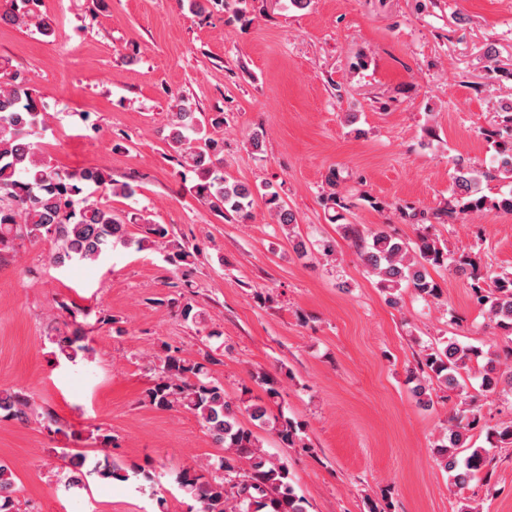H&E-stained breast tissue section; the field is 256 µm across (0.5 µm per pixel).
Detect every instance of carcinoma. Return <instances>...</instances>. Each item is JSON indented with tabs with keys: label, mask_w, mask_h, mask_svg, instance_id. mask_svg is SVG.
<instances>
[{
	"label": "carcinoma",
	"mask_w": 512,
	"mask_h": 512,
	"mask_svg": "<svg viewBox=\"0 0 512 512\" xmlns=\"http://www.w3.org/2000/svg\"><path fill=\"white\" fill-rule=\"evenodd\" d=\"M39 0H3L0 20L26 25L35 22L44 36L52 34L49 22L39 17ZM45 105L32 89L11 76L0 80V250L14 248L28 241L47 240L54 245L52 263L63 265L71 260L95 262L118 244L134 245L139 251L159 249L165 252L168 265L180 271L197 260L200 251L170 238L164 224L144 225V236H128L127 225L88 193L92 187L114 195L131 198L135 187L118 183L101 168H87L78 174L57 169L39 156L28 136L33 127L45 121ZM219 128L224 113L218 112L204 121L182 96H175L171 106L167 135L170 149L180 166L197 175L192 190L197 198L213 208H224L240 219L251 217L253 190L224 178L223 142L204 137L205 125ZM497 166L478 171L458 161L454 181L465 198L462 211L495 209L512 212V195L491 198L482 194L481 184L499 176L512 178V138L496 142ZM265 204L276 223L288 231V240L296 253L307 252V242L295 231V214L286 207L272 186H265ZM343 234L359 242L363 264L379 278L380 287L391 302H397L402 288H412L423 299H438L442 288L431 277L429 268L454 262L455 270L473 281L475 299L489 322L508 340L499 351L463 346L450 338L438 340L424 350L422 358L410 370L409 379L417 381L414 392L422 406L430 405L429 386L436 382L450 390L461 387L462 372L469 364L482 360L478 373L486 394H512V278L492 277L484 271L479 258L470 252L448 257V250L428 231L410 243L377 228L361 236L352 224L342 225ZM157 378L148 390V402L158 409L183 408L199 418L214 444L224 455L208 464V478L184 473L183 489L201 504L200 512H306L289 477L288 466L275 462L262 450L254 428L269 427L288 446L301 442L300 429L290 419L269 414L268 408L252 404L240 408L224 393V386L208 376L206 366L186 357L178 347H166L157 357ZM247 413L251 425H245L241 413ZM0 416L28 422L48 412L38 413L22 390H0ZM481 422V408L472 399L448 418L440 443L432 449L451 483L465 486L473 480H486L493 458L489 450L474 448L469 432ZM487 439L493 448L512 447V419L496 424ZM71 470L64 486L78 487L90 472L103 479L126 481L128 470L109 455L87 462V456L69 458ZM17 495L12 473L0 464V512H17Z\"/></svg>",
	"instance_id": "cac0c4a2"
}]
</instances>
